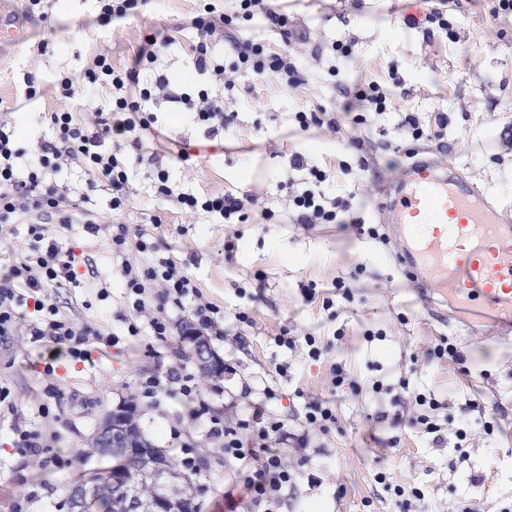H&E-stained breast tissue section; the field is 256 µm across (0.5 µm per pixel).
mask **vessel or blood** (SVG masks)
<instances>
[{"mask_svg":"<svg viewBox=\"0 0 512 512\" xmlns=\"http://www.w3.org/2000/svg\"><path fill=\"white\" fill-rule=\"evenodd\" d=\"M17 0H0V34L15 35ZM404 244L407 271L447 290L457 318L472 332L487 319L512 331V210L455 170L413 164L382 204Z\"/></svg>","mask_w":512,"mask_h":512,"instance_id":"b4317fda","label":"vessel or blood"}]
</instances>
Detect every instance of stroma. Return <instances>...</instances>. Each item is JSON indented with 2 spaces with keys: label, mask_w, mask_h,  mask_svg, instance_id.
I'll return each instance as SVG.
<instances>
[{
  "label": "stroma",
  "mask_w": 512,
  "mask_h": 512,
  "mask_svg": "<svg viewBox=\"0 0 512 512\" xmlns=\"http://www.w3.org/2000/svg\"><path fill=\"white\" fill-rule=\"evenodd\" d=\"M196 9V0H156L112 33L93 25L94 0H56L49 23L22 19L15 37L0 41V105L20 112L30 128L44 130L50 113L69 106L53 89L57 73H80L105 45L113 66L123 67L143 36L157 31L174 39L159 70L205 84L193 60L190 20ZM412 9V0H288L291 27L305 36L304 50L313 56L304 83L290 91L271 78L241 75L236 89L225 96L226 108L238 119L225 132L222 149L207 150L189 169L167 163L172 181L187 192L257 187L276 199L293 155L304 153L310 163L336 171L337 186L355 190L361 216L378 225L387 242L365 239L355 228L339 224H193L155 197L147 166L131 172L137 194L127 221L144 224L163 214L156 231L163 253L181 263L200 291L227 314L223 336L212 337L210 346L229 372L199 380L202 396L220 408L242 390L257 396L274 387L283 400L271 410L294 428L302 424L304 398L336 404L338 429L316 436L307 458L285 449L295 484L279 512H395L374 479L381 470L421 488L424 512H456L465 500L477 512H500L512 503V337H502L490 325L478 340L448 304L420 307L421 288L398 264L402 243L380 207L383 191L411 169L405 151L412 142L397 129L407 112L427 126L434 125L438 113H447V146L429 143L432 156L478 190L512 205V17L491 19L486 0H466L463 8L448 11L446 29L431 30L424 24L405 26ZM339 40L353 42L351 59L333 54L331 45ZM42 41L49 44L43 54L37 51ZM28 68L37 72L43 89L42 97L30 103L22 92ZM357 83H374L396 95L386 113L372 119L363 152L346 146L355 135L348 119H341L333 133L299 130L294 112L333 108L342 101L341 87ZM157 113L159 128L147 138L149 150L162 154L182 140L206 147L202 126L179 122L163 107ZM362 156L369 162L365 171L355 167ZM342 160L353 164L352 174L338 173ZM228 240L235 244L229 260L224 257ZM90 242L92 274L82 287L58 289L57 300L89 302L83 319L115 328L125 308L124 294L115 288L108 300L98 301V283L113 277L112 255L106 241ZM341 278L350 280L352 300L336 297L333 285ZM310 283L316 284L317 297L308 301L303 288ZM326 296L334 298V311L323 309ZM238 311L248 312L252 325L235 321ZM283 326L320 337L329 344L327 352L314 362L305 346L294 351L277 346L273 337ZM369 329L383 330L384 339L366 341ZM444 337L457 344L462 363L425 361L426 349ZM178 344L175 335L140 336L93 352L89 364L59 357L49 376L26 320H19L12 335L1 336L0 384L9 388L10 400L35 430L55 437V452L66 463L59 467L17 453L13 419L0 415V512H15L22 499L27 512H68L69 487L82 470L96 464L86 440L103 411L123 399L136 401L146 436L183 460L170 428L185 414L184 405L165 394L143 398L138 389L139 379L147 375L166 379L194 372V365L179 357ZM337 362L360 384L359 394L334 387L330 366ZM282 364L288 367L284 377L278 373ZM377 380L385 386L378 394L371 390ZM407 388L445 400L449 428L468 418L465 452L450 443L432 446L416 429H393L377 419L378 409L390 407ZM470 399L499 405L500 432L484 435L478 413L462 414ZM186 439L207 462L194 488L201 512H233L227 491L241 475L225 466L221 441L198 426L187 429ZM473 474L479 483L470 482ZM340 485L346 489L341 498L336 495Z\"/></svg>",
  "instance_id": "obj_1"
}]
</instances>
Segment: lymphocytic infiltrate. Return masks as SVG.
<instances>
[{"instance_id":"lymphocytic-infiltrate-1","label":"lymphocytic infiltrate","mask_w":512,"mask_h":512,"mask_svg":"<svg viewBox=\"0 0 512 512\" xmlns=\"http://www.w3.org/2000/svg\"><path fill=\"white\" fill-rule=\"evenodd\" d=\"M257 15L272 28L288 29L287 14L272 8L268 0H236L230 15L221 0H199L191 20L197 38L195 68L208 74L210 89L188 93L158 71L156 64L172 39L150 33L127 66L114 67L109 52L104 51L80 74H59L55 83L59 96L81 97L84 109L51 113L50 135L40 139L33 152H25L22 146L23 132L14 113L0 111V239L17 235L22 224L30 238L27 249L0 270V336L11 335L19 316L27 314L33 341L66 346L78 361H91L92 345L113 347L118 343L108 326L85 323L76 307L56 301L55 289L80 286L84 253L51 230L54 222L83 225L91 235L107 232L112 270L127 299L128 313L122 318L126 335H170L169 312L173 309L188 310L190 324L202 334L223 335V307L205 297L182 266L160 252L153 229L160 226L161 217H151L146 227L133 228L126 222L133 195L129 172L131 166L145 164L142 136L158 120L156 113L146 111V104L189 114L193 122L216 135L236 123L237 114L225 109L223 95L235 89L239 74L272 78L290 89L300 86L305 68L300 51L274 53L264 44L235 40L231 61L210 52V44L222 38L235 19ZM102 95L109 101L104 108L95 103ZM74 165L83 173L84 187L79 191L58 179ZM291 169L292 176L283 184L286 194L275 203L257 189L239 194L184 192L171 183L168 171L162 168L154 171L153 190L156 197L186 216L204 215L216 224L257 220L268 224L285 212L291 214L293 223L304 227L362 226L353 214L354 193L325 191V184L333 179L331 171L309 164L301 153L293 155ZM98 193L108 197L111 222L102 221L99 210L90 205ZM174 382L188 406L189 418L205 424L208 436L223 439L225 460L242 469L240 501L248 512H278L285 490L293 484L279 445L309 448L315 434L329 433L338 424L335 404L318 398L305 401V428L298 432L289 429L285 418L257 411L239 409L226 418L198 395L191 375H178ZM405 398L415 404V412L397 410L380 415L391 428H415L437 445L451 436L460 442L466 439V428L451 434L443 427L442 404L435 397L410 390Z\"/></svg>"}]
</instances>
